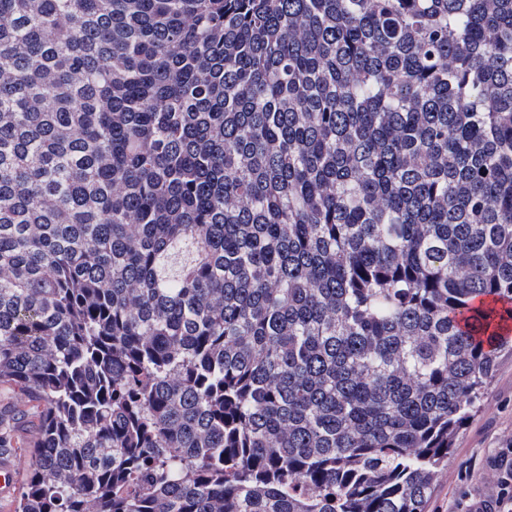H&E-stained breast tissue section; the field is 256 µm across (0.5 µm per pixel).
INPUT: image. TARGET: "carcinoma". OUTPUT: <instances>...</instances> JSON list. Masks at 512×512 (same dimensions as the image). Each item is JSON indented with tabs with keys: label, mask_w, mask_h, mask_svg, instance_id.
I'll use <instances>...</instances> for the list:
<instances>
[{
	"label": "carcinoma",
	"mask_w": 512,
	"mask_h": 512,
	"mask_svg": "<svg viewBox=\"0 0 512 512\" xmlns=\"http://www.w3.org/2000/svg\"><path fill=\"white\" fill-rule=\"evenodd\" d=\"M487 298L512 0H0L14 512H427ZM15 406V394L9 389L0 387V414L2 420L4 421V425L9 427L15 436H18L19 438H25L29 436L35 429L32 425L34 422L17 421V423H14L15 420H12V417L15 412Z\"/></svg>",
	"instance_id": "carcinoma-1"
}]
</instances>
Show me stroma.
<instances>
[{"label": "stroma", "instance_id": "35a3bbf8", "mask_svg": "<svg viewBox=\"0 0 512 512\" xmlns=\"http://www.w3.org/2000/svg\"><path fill=\"white\" fill-rule=\"evenodd\" d=\"M510 439L512 347L500 352L478 412L456 435L448 466L436 478L428 512H455L463 497L476 502L490 496L495 490L491 459Z\"/></svg>", "mask_w": 512, "mask_h": 512}]
</instances>
